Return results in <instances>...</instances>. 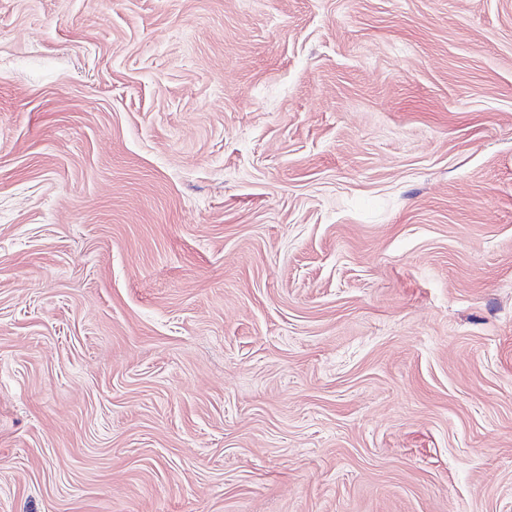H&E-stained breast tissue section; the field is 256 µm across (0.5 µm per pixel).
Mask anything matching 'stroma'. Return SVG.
Segmentation results:
<instances>
[{"label":"stroma","instance_id":"35a3bbf8","mask_svg":"<svg viewBox=\"0 0 512 512\" xmlns=\"http://www.w3.org/2000/svg\"><path fill=\"white\" fill-rule=\"evenodd\" d=\"M0 512H512V0H0Z\"/></svg>","mask_w":512,"mask_h":512}]
</instances>
